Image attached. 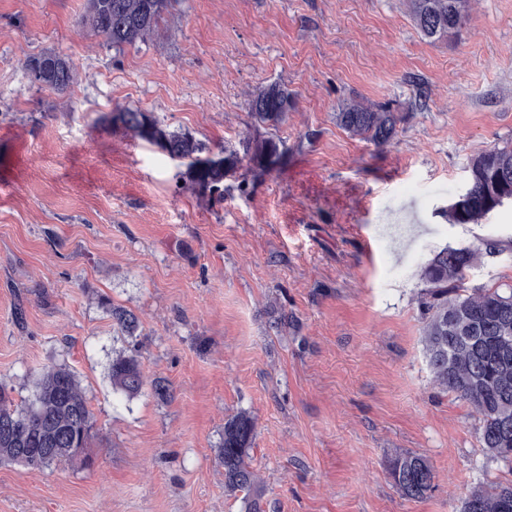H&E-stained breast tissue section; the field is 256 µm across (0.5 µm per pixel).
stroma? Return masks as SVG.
Segmentation results:
<instances>
[{"label":"stroma","mask_w":512,"mask_h":512,"mask_svg":"<svg viewBox=\"0 0 512 512\" xmlns=\"http://www.w3.org/2000/svg\"><path fill=\"white\" fill-rule=\"evenodd\" d=\"M86 7L0 0V384L19 400L43 367L70 368L96 420L91 467L0 465V512H240L217 460L240 412L267 512H458L505 478L475 411L433 381L420 269L468 247L467 287L512 288V204L444 215L470 159L512 144V0H475L452 43L424 39L405 0H177L121 50ZM48 50L76 66L66 94L23 67ZM274 82L295 93L287 153L220 197L112 120L137 108L236 148L250 94ZM355 96L406 113L391 145L337 126ZM132 349L170 399L113 392L112 358ZM405 452L435 469L423 500L388 475ZM108 312L112 317V325L124 336H137L140 326L138 316L124 306L108 304Z\"/></svg>","instance_id":"35a3bbf8"}]
</instances>
